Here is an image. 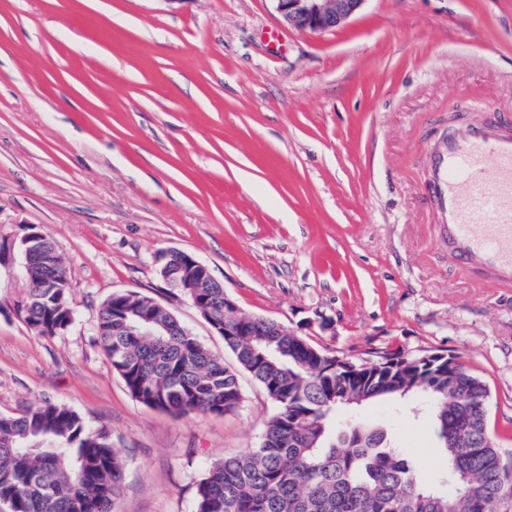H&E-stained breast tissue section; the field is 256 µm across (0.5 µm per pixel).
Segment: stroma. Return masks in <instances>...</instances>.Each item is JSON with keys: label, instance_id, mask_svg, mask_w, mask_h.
Returning <instances> with one entry per match:
<instances>
[{"label": "stroma", "instance_id": "1", "mask_svg": "<svg viewBox=\"0 0 512 512\" xmlns=\"http://www.w3.org/2000/svg\"><path fill=\"white\" fill-rule=\"evenodd\" d=\"M477 121L512 126V0H366L318 32L272 0H0V415L68 406L111 430L122 512H195L207 465L257 447L274 402L243 372L236 412L145 406L95 336L102 304L135 291L234 365L158 275L180 249L242 313L337 356L458 355L512 448V288L455 261L425 191L431 147ZM33 229L74 309L52 336L17 311ZM360 418L436 482L422 399Z\"/></svg>", "mask_w": 512, "mask_h": 512}]
</instances>
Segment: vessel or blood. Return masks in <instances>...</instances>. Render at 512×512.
Instances as JSON below:
<instances>
[{"label":"vessel or blood","mask_w":512,"mask_h":512,"mask_svg":"<svg viewBox=\"0 0 512 512\" xmlns=\"http://www.w3.org/2000/svg\"><path fill=\"white\" fill-rule=\"evenodd\" d=\"M427 186L459 263L512 283V136L466 123L434 148ZM475 212L484 223H472Z\"/></svg>","instance_id":"vessel-or-blood-1"}]
</instances>
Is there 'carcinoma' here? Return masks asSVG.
Returning <instances> with one entry per match:
<instances>
[{"label":"carcinoma","instance_id":"carcinoma-1","mask_svg":"<svg viewBox=\"0 0 512 512\" xmlns=\"http://www.w3.org/2000/svg\"><path fill=\"white\" fill-rule=\"evenodd\" d=\"M62 254L45 236L25 269L20 313L42 335L73 321ZM210 325L229 321L224 343L276 403L260 445L213 462L197 484L196 512H512V448L489 428L484 379L441 351L391 353L396 367L339 360L303 336H236L224 289L186 292ZM250 322L257 317L248 316ZM96 332L112 368L137 401L163 411L231 413L242 404L237 372L154 299L117 293ZM417 394L428 401L444 490L430 487L386 429L339 420L375 402ZM124 463L105 427L43 403L0 416V502L9 512H121Z\"/></svg>","mask_w":512,"mask_h":512}]
</instances>
